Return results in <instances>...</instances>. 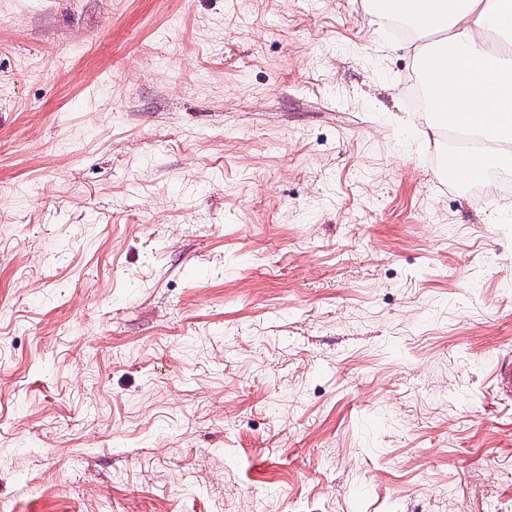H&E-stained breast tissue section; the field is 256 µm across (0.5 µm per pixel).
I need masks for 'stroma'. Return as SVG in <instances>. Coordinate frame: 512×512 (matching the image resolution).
I'll list each match as a JSON object with an SVG mask.
<instances>
[{"label":"stroma","mask_w":512,"mask_h":512,"mask_svg":"<svg viewBox=\"0 0 512 512\" xmlns=\"http://www.w3.org/2000/svg\"><path fill=\"white\" fill-rule=\"evenodd\" d=\"M368 0H0V512H512V194ZM495 385L496 393L500 398L504 400L512 399V360L509 356L497 359Z\"/></svg>","instance_id":"1"}]
</instances>
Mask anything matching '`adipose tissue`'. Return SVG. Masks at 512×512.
Wrapping results in <instances>:
<instances>
[{"label": "adipose tissue", "instance_id": "adipose-tissue-1", "mask_svg": "<svg viewBox=\"0 0 512 512\" xmlns=\"http://www.w3.org/2000/svg\"><path fill=\"white\" fill-rule=\"evenodd\" d=\"M369 13L413 29L414 60L433 93L430 132L465 128L482 143L472 165L512 169V49L491 36L512 27V0H402Z\"/></svg>", "mask_w": 512, "mask_h": 512}]
</instances>
